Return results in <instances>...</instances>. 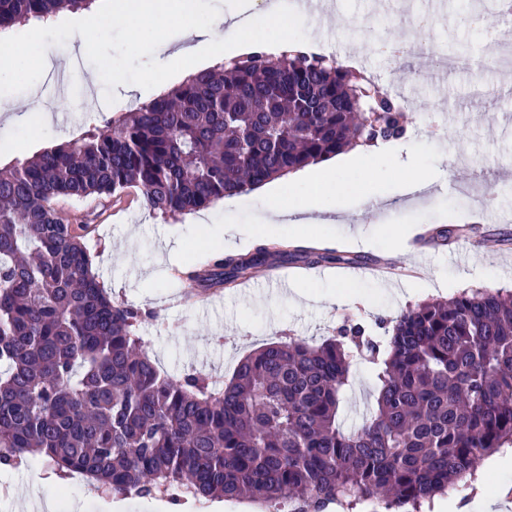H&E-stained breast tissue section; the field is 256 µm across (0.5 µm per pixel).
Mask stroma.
<instances>
[{
    "instance_id": "obj_1",
    "label": "stroma",
    "mask_w": 512,
    "mask_h": 512,
    "mask_svg": "<svg viewBox=\"0 0 512 512\" xmlns=\"http://www.w3.org/2000/svg\"><path fill=\"white\" fill-rule=\"evenodd\" d=\"M478 9L487 31L460 25L456 0H330L329 13L307 15L297 30L301 40L336 59L357 54L381 85L411 88V124L398 142L400 159L436 178L433 190L418 200L402 197L398 174L375 160L350 168L347 177L383 193L385 203L372 210L352 199L344 223L302 231L268 223L264 199L251 193L205 208L200 224L150 213L132 190L118 197L55 198L65 223L93 225L84 244L99 280L111 282L112 298L150 311L138 334L160 370L179 377L197 371V359L204 358L212 363L207 377L227 378L241 358L282 336L319 342L354 319L381 337L386 320L431 294L444 297L466 288L512 291V79L488 86L482 98L469 94L474 75L487 62L489 34L502 38L506 29L497 0H480ZM418 15L430 18L429 28L415 29ZM380 36L437 46L465 65L437 78L416 76L414 67L397 65L377 51ZM65 66L71 71V90L61 96L55 85ZM37 90L43 93L38 104L46 123L18 124L16 115L26 111ZM114 94L115 102L106 103L105 86L86 58L80 35L49 46L34 89L0 96V166L31 157L47 145L79 139L157 92L122 84ZM452 155L457 158L453 165L448 162ZM442 224H464L468 231L431 248L424 272L400 286L320 265L309 276L290 278L284 288L257 290L252 281L240 282L224 289L221 302L206 310L192 302L177 308L167 303L180 286L177 272L195 270L198 256L219 257L211 239L231 225L244 234L256 231L262 245L284 239L303 247L346 250L359 255L364 265L389 259L406 266L419 257L415 241L423 229ZM376 389L371 364L354 358L340 417L343 427L358 424ZM50 472L37 457L1 470L0 512H41L52 504L61 512L73 504L81 512H102L103 497L87 482H59L50 479ZM485 481L496 497L493 506L485 507L462 491L457 494L460 506L468 512H512V466L490 469Z\"/></svg>"
}]
</instances>
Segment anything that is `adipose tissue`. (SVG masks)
<instances>
[{"label":"adipose tissue","mask_w":512,"mask_h":512,"mask_svg":"<svg viewBox=\"0 0 512 512\" xmlns=\"http://www.w3.org/2000/svg\"><path fill=\"white\" fill-rule=\"evenodd\" d=\"M288 17V0H240L229 15H215L212 23L195 28L194 37L206 47L214 61L224 60L225 46L236 50L248 49V33L255 27L281 26ZM374 158L393 168L397 158L393 146L377 142L359 145L350 152L337 153L314 170H299L289 174V197H282L277 186L261 187L272 216L283 224H332L347 210V201L355 194L353 185L343 181L342 171Z\"/></svg>","instance_id":"ef3b65f1"}]
</instances>
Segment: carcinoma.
Masks as SVG:
<instances>
[{"mask_svg": "<svg viewBox=\"0 0 512 512\" xmlns=\"http://www.w3.org/2000/svg\"><path fill=\"white\" fill-rule=\"evenodd\" d=\"M93 0H0V27ZM387 88L314 53L261 45L104 127L0 169V468L39 457L103 492L174 502L286 505L292 512H425L435 495L512 447V292L474 288L401 313L384 342L361 323L319 344L290 337L241 359L218 388L175 378L141 349V308L91 269L85 227L60 195L138 189L175 217L345 151L406 133ZM354 263L273 241L206 260L205 287L275 260ZM376 365L362 423H339L349 342Z\"/></svg>", "mask_w": 512, "mask_h": 512, "instance_id": "carcinoma-1", "label": "carcinoma"}]
</instances>
